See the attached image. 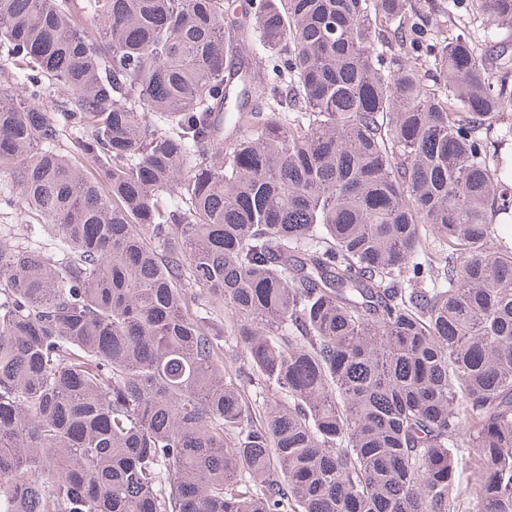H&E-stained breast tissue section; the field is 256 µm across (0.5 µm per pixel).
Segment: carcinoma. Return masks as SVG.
I'll return each instance as SVG.
<instances>
[{"label":"carcinoma","mask_w":512,"mask_h":512,"mask_svg":"<svg viewBox=\"0 0 512 512\" xmlns=\"http://www.w3.org/2000/svg\"><path fill=\"white\" fill-rule=\"evenodd\" d=\"M229 9L0 0V213L58 239L0 240V512H512V45L422 0ZM252 36L272 69L225 76ZM234 78L268 103L219 154Z\"/></svg>","instance_id":"carcinoma-1"}]
</instances>
